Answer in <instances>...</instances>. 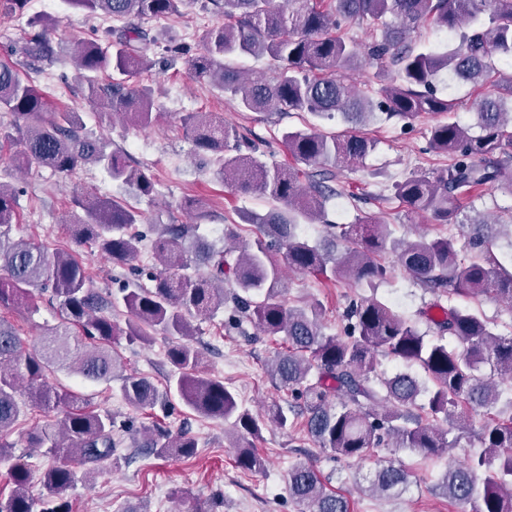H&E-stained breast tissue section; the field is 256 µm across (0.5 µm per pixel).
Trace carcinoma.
<instances>
[{
  "instance_id": "obj_1",
  "label": "carcinoma",
  "mask_w": 512,
  "mask_h": 512,
  "mask_svg": "<svg viewBox=\"0 0 512 512\" xmlns=\"http://www.w3.org/2000/svg\"><path fill=\"white\" fill-rule=\"evenodd\" d=\"M90 14L121 20L120 28L73 41L72 54L88 98L108 115L121 114L142 128L152 125L151 89L130 80L155 65L144 51L153 42L138 26L144 18L173 15L183 0H65ZM224 23L210 28L201 50L181 43L167 49L170 59L188 57L201 78L231 94L243 112H306L315 119L299 129H286L281 141L292 159L284 167H268L253 156L254 145L208 112L183 118L193 134L195 154L234 191L258 192L270 203L265 214L249 219L261 239L257 249L243 246L235 258L198 233L197 224H165L152 242L165 272L150 277L152 285L123 289L122 301L131 315L126 329L112 320V296L94 288L78 256L53 254L41 246L11 237L19 192L0 181V461H11L13 489L0 498V512H36L29 494L31 467L13 458L3 440L27 406L57 413L53 423L28 434L30 448L45 459L41 483L47 501L42 512H69L66 495L74 480L73 465L95 474L117 465L122 456V430L113 416L91 406L79 393L50 381L57 369L74 372L90 382L120 381L122 398L146 411L177 392L194 414L231 423L244 440L258 436L259 421L240 409L235 393L224 382L199 375L201 350L173 343L167 359L173 382L159 389L149 378L127 373L112 350L123 336L130 344L149 345L153 334L172 338L193 335L190 318L211 319L224 309V284L233 286V314L228 323L249 321L266 336H281L286 350L269 369L272 382L302 401L288 410L273 403L267 421L288 425L303 419L314 445L331 458L363 460L372 448L392 445L427 456L456 447L466 434L484 448L464 462L450 459L436 484L448 498L473 505L475 512H512V414L491 415L502 383H512V334L495 331L482 314L436 299L421 311L434 327L427 336L387 304L359 298L345 314V335L325 333L320 303L292 306L284 293L282 269L270 250H283L288 269L327 281L345 279L359 285L387 275L380 262L386 253L414 279L448 298L489 296L512 305V266L492 254V225L471 218L469 256L461 257L452 237H420L403 243L390 237L388 225L373 216L353 224L325 219V203L337 194L336 165L352 166L375 149L363 127L383 111L386 119H414L447 112L452 100L437 96L435 83L447 75L473 85L495 72V58L512 60V0H210ZM391 16L395 23L386 22ZM55 18H39L41 29L27 33L10 47L12 64L0 63V151L20 169L31 163L67 176L77 167H102L112 182L143 196L156 193L155 183L128 164L110 143L85 131L73 111L52 112L42 93L23 77L62 61L49 37ZM364 23L370 37L359 42L342 30ZM456 37L452 44L431 48L412 34L424 26ZM239 56L270 57L276 70L270 78H247L230 64ZM360 63L389 76L376 101L355 90L350 73ZM112 82L101 85L98 78ZM498 91L476 104L479 134L456 123L435 125L430 148L448 155V167L413 173L393 185L394 197L413 211L429 214L440 224L459 223L454 205L463 188L512 186V76ZM341 117L347 128L327 134L321 121ZM142 212L115 199L89 192L71 198L68 224L76 245L95 247L114 266L139 260L145 236L138 230ZM325 224L326 235L312 242L304 224ZM49 293L58 322L47 327L38 344L28 347L5 314L27 307L34 292ZM387 357L405 366L389 376L380 369ZM138 444L161 458L191 457L198 443L181 431L161 443L155 429L142 426ZM238 467L261 471L266 460L250 448L236 456ZM409 470L388 462L363 476L379 496L409 486ZM288 488L300 512H351L350 501L329 489L308 462L288 471Z\"/></svg>"
}]
</instances>
